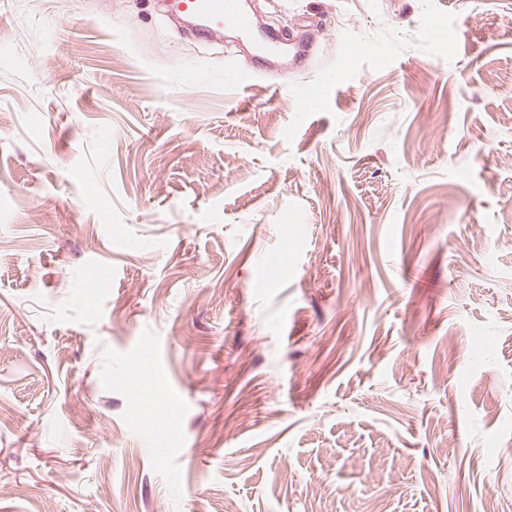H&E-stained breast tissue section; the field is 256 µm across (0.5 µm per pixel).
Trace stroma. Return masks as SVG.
Returning a JSON list of instances; mask_svg holds the SVG:
<instances>
[{
	"mask_svg": "<svg viewBox=\"0 0 512 512\" xmlns=\"http://www.w3.org/2000/svg\"><path fill=\"white\" fill-rule=\"evenodd\" d=\"M252 2L0 14V512H512V0ZM166 13L185 23L184 31L202 42L212 43L234 29L244 42H253L259 55H272L274 47L264 44L257 27L240 0H164Z\"/></svg>",
	"mask_w": 512,
	"mask_h": 512,
	"instance_id": "stroma-1",
	"label": "stroma"
}]
</instances>
